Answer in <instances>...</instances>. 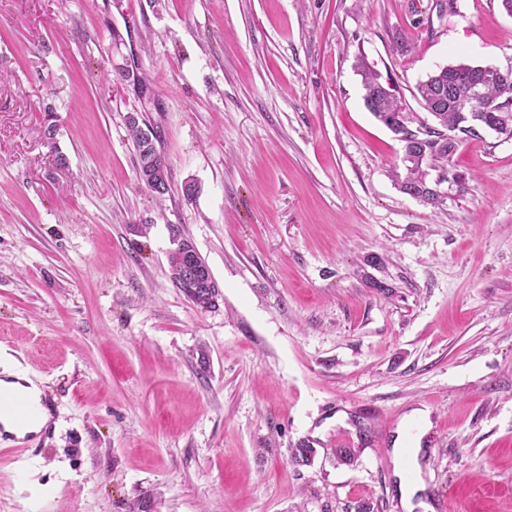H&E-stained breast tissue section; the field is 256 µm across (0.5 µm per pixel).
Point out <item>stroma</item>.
Segmentation results:
<instances>
[{
	"label": "stroma",
	"mask_w": 512,
	"mask_h": 512,
	"mask_svg": "<svg viewBox=\"0 0 512 512\" xmlns=\"http://www.w3.org/2000/svg\"><path fill=\"white\" fill-rule=\"evenodd\" d=\"M361 58L432 128L417 83L512 67V15L0 0V358L51 409L32 444L0 443V512H403L393 446L416 410L434 512H512V139L463 141L441 208L402 193ZM127 64L148 95L114 81ZM131 113L161 134L163 199L137 179ZM180 238L215 309L172 281ZM180 253L181 251L178 250L168 255L171 277L176 288L196 309L201 311L215 309L219 305V299L222 297L218 283L214 280L209 288H185V277L180 261Z\"/></svg>",
	"instance_id": "35a3bbf8"
}]
</instances>
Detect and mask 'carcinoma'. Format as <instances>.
<instances>
[{"label": "carcinoma", "mask_w": 512, "mask_h": 512, "mask_svg": "<svg viewBox=\"0 0 512 512\" xmlns=\"http://www.w3.org/2000/svg\"><path fill=\"white\" fill-rule=\"evenodd\" d=\"M358 69L362 76L364 105L403 143L402 162L406 173L398 181L401 192L434 208L441 206L443 200L435 192L437 184L429 176L433 170L439 177L455 179L451 161L456 149L448 145V132L456 131L470 138L479 136L468 127L465 117L476 109H483L490 115L499 109L512 111V84L506 87L489 82L473 95L471 77L478 72V67L462 62L445 65L416 86L421 104L435 118L437 127L414 131L409 128L410 115L404 111L390 80L382 79L362 58L358 59ZM127 125L137 152L139 180L150 190L154 167L160 166L166 172L168 163L156 150L143 153L142 145L146 135H151L155 142L160 135L154 129H143L135 120H127ZM168 263L173 283L195 308L209 311L218 306L221 291L217 282L207 288H187L180 252L168 255ZM315 454L314 448L302 443L291 459L297 465L309 466Z\"/></svg>", "instance_id": "carcinoma-1"}]
</instances>
